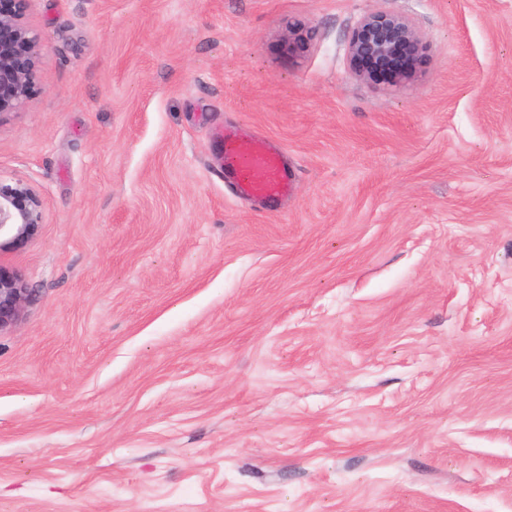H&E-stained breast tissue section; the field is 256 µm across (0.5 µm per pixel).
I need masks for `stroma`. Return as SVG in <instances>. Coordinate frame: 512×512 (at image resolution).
Masks as SVG:
<instances>
[{"mask_svg": "<svg viewBox=\"0 0 512 512\" xmlns=\"http://www.w3.org/2000/svg\"><path fill=\"white\" fill-rule=\"evenodd\" d=\"M371 12L427 51L351 71ZM0 512H512V0H27ZM311 31L289 48V25ZM278 139L275 210L213 129ZM427 45L406 16L371 12L365 15L348 43L354 75L372 84L405 86L417 78ZM41 220V202L38 195L23 183L0 181V240L27 238ZM28 297L29 289L22 274L0 275V332L21 323Z\"/></svg>", "mask_w": 512, "mask_h": 512, "instance_id": "35a3bbf8", "label": "stroma"}]
</instances>
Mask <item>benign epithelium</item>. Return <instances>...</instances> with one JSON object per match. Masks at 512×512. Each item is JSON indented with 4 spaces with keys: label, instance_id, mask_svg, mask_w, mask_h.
<instances>
[{
    "label": "benign epithelium",
    "instance_id": "obj_1",
    "mask_svg": "<svg viewBox=\"0 0 512 512\" xmlns=\"http://www.w3.org/2000/svg\"><path fill=\"white\" fill-rule=\"evenodd\" d=\"M26 0H12L0 10V112L19 107L31 94L39 42L24 23ZM427 45L406 16L371 12L365 15L348 43L354 75L372 84L405 86L417 78ZM41 220V202L28 186L0 181V237L27 238ZM29 289L20 273L0 275V332L21 323Z\"/></svg>",
    "mask_w": 512,
    "mask_h": 512
}]
</instances>
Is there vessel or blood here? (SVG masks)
Returning <instances> with one entry per match:
<instances>
[{
    "mask_svg": "<svg viewBox=\"0 0 512 512\" xmlns=\"http://www.w3.org/2000/svg\"><path fill=\"white\" fill-rule=\"evenodd\" d=\"M214 151L221 174L232 181L238 197L268 205L288 197L295 174L275 140L229 127L216 134Z\"/></svg>",
    "mask_w": 512,
    "mask_h": 512,
    "instance_id": "1",
    "label": "vessel or blood"
}]
</instances>
